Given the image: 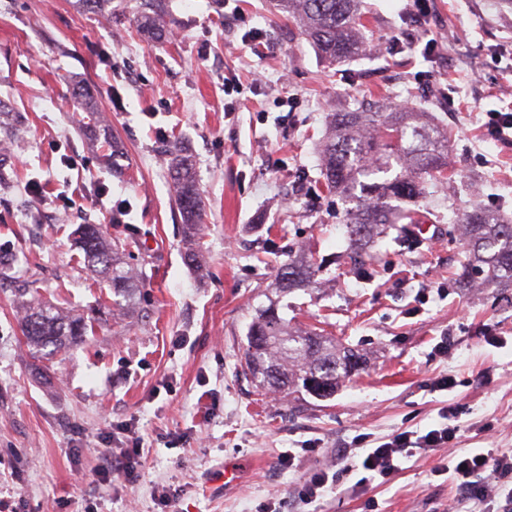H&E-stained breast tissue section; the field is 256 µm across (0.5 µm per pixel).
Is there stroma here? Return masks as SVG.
Here are the masks:
<instances>
[{
    "instance_id": "stroma-1",
    "label": "stroma",
    "mask_w": 512,
    "mask_h": 512,
    "mask_svg": "<svg viewBox=\"0 0 512 512\" xmlns=\"http://www.w3.org/2000/svg\"><path fill=\"white\" fill-rule=\"evenodd\" d=\"M362 5L382 53L331 65L270 0H166L162 40L138 26L143 0H112L108 17L76 0H0V102L25 121L0 189V252L15 260L0 274L9 512H162L166 494L173 512H512L502 497L461 503L443 469L473 448L512 451V289L455 279L466 259L458 218L478 202L512 219V147L482 130L487 110L512 107V4L429 0L422 22L411 0ZM76 85L110 134L73 104ZM381 99L440 119L452 179L419 198L423 224L390 231L357 269L344 203L319 183L320 152L331 113ZM107 137L122 148L113 165ZM179 153L204 204L195 267L171 192ZM81 224L101 225L141 274L114 315L99 310L112 287L84 263ZM300 251L323 259L321 272L276 294L279 267ZM24 288L97 318L94 333L35 357L20 328ZM272 300L290 325L363 354L331 397L253 381L246 335ZM444 424L454 438L385 483L363 481L339 454ZM135 438L137 480L100 481L105 450ZM320 469L339 482L302 503L299 487Z\"/></svg>"
}]
</instances>
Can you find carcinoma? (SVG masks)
I'll return each mask as SVG.
<instances>
[{
    "label": "carcinoma",
    "instance_id": "cac0c4a2",
    "mask_svg": "<svg viewBox=\"0 0 512 512\" xmlns=\"http://www.w3.org/2000/svg\"><path fill=\"white\" fill-rule=\"evenodd\" d=\"M274 9L293 23L318 55L330 64L359 55L367 38L359 0H272ZM141 24L155 38L169 34L164 8L153 0ZM448 136L411 112L390 103L376 110L335 112L323 145L321 177L328 190L345 203L348 245L353 261L367 255L368 244L401 220L418 223L411 211L398 212L393 200H410L425 184L443 181L448 162ZM175 202L186 236L193 238L203 223V206L191 159L172 167ZM467 257L461 279L487 286L512 283V224L485 207L474 205L459 219ZM85 263L104 275L113 293L127 297L139 280L123 261L119 245L107 240L100 225L76 229ZM320 265L302 256L281 269L278 288L287 293L310 285ZM21 331L37 352L52 354L83 339L92 322L69 317L34 298L23 301ZM247 364L261 383L278 391H311V384L336 388L349 375L350 350L314 331L289 326L275 304L257 310L247 332Z\"/></svg>",
    "mask_w": 512,
    "mask_h": 512
}]
</instances>
